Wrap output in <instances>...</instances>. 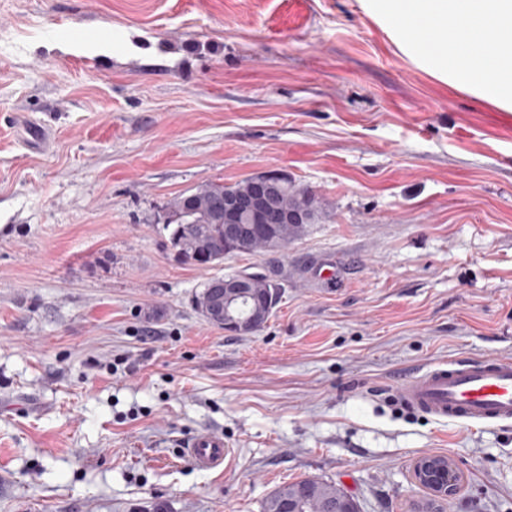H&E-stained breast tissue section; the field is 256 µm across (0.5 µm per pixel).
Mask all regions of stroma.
Listing matches in <instances>:
<instances>
[{"label":"stroma","instance_id":"35a3bbf8","mask_svg":"<svg viewBox=\"0 0 512 512\" xmlns=\"http://www.w3.org/2000/svg\"><path fill=\"white\" fill-rule=\"evenodd\" d=\"M272 170L326 219L278 252L176 256L177 196ZM268 271L260 330L197 312L213 276ZM488 355L512 356V112L358 0H0V512H262L302 478L415 512L424 455L461 475L444 512H512V423L396 397ZM202 430L222 468L184 456ZM304 483L309 485L313 491H319L324 497L336 500V492L347 495L343 490L338 488L335 484L327 483L315 478H304L292 483H287L279 486L264 502L263 512H277L275 504L277 500L283 496L288 495V491L296 484Z\"/></svg>","mask_w":512,"mask_h":512}]
</instances>
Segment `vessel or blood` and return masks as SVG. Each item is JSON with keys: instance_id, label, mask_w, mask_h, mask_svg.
<instances>
[{"instance_id": "b4317fda", "label": "vessel or blood", "mask_w": 512, "mask_h": 512, "mask_svg": "<svg viewBox=\"0 0 512 512\" xmlns=\"http://www.w3.org/2000/svg\"><path fill=\"white\" fill-rule=\"evenodd\" d=\"M400 402L437 420L466 425L512 422V358L482 357L437 363L404 379ZM184 453L203 469L223 465L224 440L202 431L187 440Z\"/></svg>"}]
</instances>
